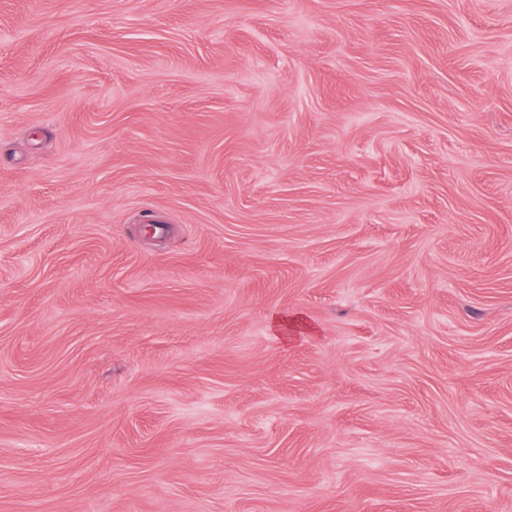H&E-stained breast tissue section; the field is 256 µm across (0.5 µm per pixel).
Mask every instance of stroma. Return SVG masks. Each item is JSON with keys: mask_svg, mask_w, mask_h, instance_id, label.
I'll list each match as a JSON object with an SVG mask.
<instances>
[{"mask_svg": "<svg viewBox=\"0 0 512 512\" xmlns=\"http://www.w3.org/2000/svg\"><path fill=\"white\" fill-rule=\"evenodd\" d=\"M0 512H512V0H0Z\"/></svg>", "mask_w": 512, "mask_h": 512, "instance_id": "stroma-1", "label": "stroma"}]
</instances>
